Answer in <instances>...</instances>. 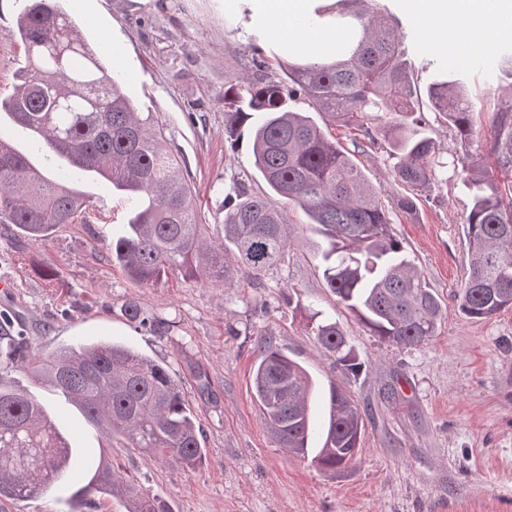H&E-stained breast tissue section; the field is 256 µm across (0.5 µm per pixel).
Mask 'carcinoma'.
<instances>
[{"label":"carcinoma","instance_id":"cac0c4a2","mask_svg":"<svg viewBox=\"0 0 512 512\" xmlns=\"http://www.w3.org/2000/svg\"><path fill=\"white\" fill-rule=\"evenodd\" d=\"M306 25L334 26L343 46L329 62H288L283 76L268 74V55L253 36L252 67L231 77L224 100L229 136L254 114L253 167L269 194L255 195L237 183L224 195L216 231L198 223L196 205L180 159L167 147L153 113L142 112L99 51L77 30L60 0H21L9 36L22 44L25 65L13 92L0 98V121L27 131L32 150L0 145V224H12L34 245L88 208L72 186L88 174L121 196L126 208L121 232L112 235V262L142 286L170 274L230 286L237 277L257 283L280 262L288 245V214L282 200L303 210L325 238L321 252L324 284L358 318L370 335L399 349L435 335L443 316L440 300L403 254L390 232L378 192L354 160L353 151L327 137L298 105L330 121L379 135L395 159L394 181L424 189L448 165L461 166L469 201L465 224L469 269L457 293L458 308L487 319L512 308V96L491 110L490 148L475 150V107L462 76L475 71L485 83L512 78V44L476 50L450 66L429 60L434 76L426 96L436 121L454 132L461 153L440 161L429 134L404 35L376 0H322ZM383 124L371 127L372 114ZM127 320L157 336L170 323L131 300ZM311 331L343 374L357 375L362 363L340 326L311 315ZM12 361L31 365L51 391L63 394L98 427L107 447L117 442L151 461L171 462L185 472L203 465L200 422L186 407L168 366L118 343H79L48 356L31 352L22 336H1ZM254 367L253 397L276 443L306 456L309 442L322 446L312 462L337 471L358 454L365 414L335 382L326 396L328 417L316 424L309 398L313 383L304 368L262 333ZM64 435L33 393L0 375V499L37 498L62 479L74 452L60 457ZM124 500L127 512H159L155 498L100 464L90 492Z\"/></svg>","mask_w":512,"mask_h":512}]
</instances>
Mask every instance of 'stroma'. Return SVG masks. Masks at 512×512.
<instances>
[{
  "instance_id": "obj_1",
  "label": "stroma",
  "mask_w": 512,
  "mask_h": 512,
  "mask_svg": "<svg viewBox=\"0 0 512 512\" xmlns=\"http://www.w3.org/2000/svg\"><path fill=\"white\" fill-rule=\"evenodd\" d=\"M408 57L426 87L425 59L440 53L424 22L393 0ZM78 30L121 75L142 111L156 115L195 192L198 220L214 223L224 191L251 174L252 192L266 185L252 174L247 139L224 130V90L248 66L249 41L221 0H64ZM19 0H0V96L25 64L10 38ZM355 159L377 189L392 235L439 298L443 318L434 337L398 349L377 341L325 288L322 237L299 209L288 211L289 245L261 283L240 278L224 288L181 275L147 288L130 280L107 250L124 218L122 202L100 183L86 185L89 208L47 242L19 240L0 224V276L17 283L0 294V311L28 336L33 351L50 353L89 340H114L164 361L180 380L187 407L204 428L207 457L196 472L146 460L130 448L103 447L96 428L63 398L36 385L28 369L9 366L16 384L45 403L83 460L61 485L38 500H0V512H70L71 495L99 463L155 495L160 512H512V308L487 319L461 313L454 299L468 267V199L457 175L432 184L414 210L398 206L408 187L391 175L383 141L364 144ZM54 267L59 278L40 275ZM172 323L168 335L135 330L126 300ZM335 319L363 364L359 376L336 373L308 326L309 311ZM299 362L319 393L335 382L366 409L355 460L324 472L308 458L279 448L253 399L259 335ZM209 381L200 389L193 373ZM312 396L311 413L326 409Z\"/></svg>"
}]
</instances>
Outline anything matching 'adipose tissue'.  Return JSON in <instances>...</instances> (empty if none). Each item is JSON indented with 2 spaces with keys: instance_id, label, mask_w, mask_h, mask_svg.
<instances>
[{
  "instance_id": "obj_1",
  "label": "adipose tissue",
  "mask_w": 512,
  "mask_h": 512,
  "mask_svg": "<svg viewBox=\"0 0 512 512\" xmlns=\"http://www.w3.org/2000/svg\"><path fill=\"white\" fill-rule=\"evenodd\" d=\"M428 22L430 37L462 44L494 45L512 38V0H406ZM316 0H224L226 14L244 19L248 32L273 37L292 52Z\"/></svg>"
}]
</instances>
